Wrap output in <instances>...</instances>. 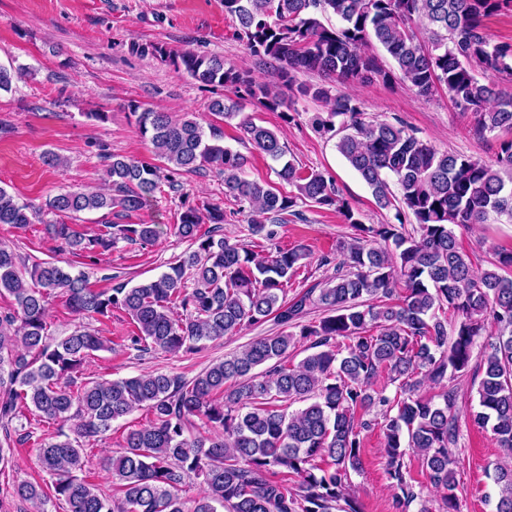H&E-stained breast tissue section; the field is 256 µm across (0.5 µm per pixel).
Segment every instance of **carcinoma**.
Listing matches in <instances>:
<instances>
[{
    "mask_svg": "<svg viewBox=\"0 0 512 512\" xmlns=\"http://www.w3.org/2000/svg\"><path fill=\"white\" fill-rule=\"evenodd\" d=\"M506 11L512 0H224V12L238 21L237 38L258 64L274 70L278 85L219 54L131 42L133 53L224 88L208 112L222 121L240 118L244 139L278 164V182L247 178L246 157L221 144L216 124L206 132L194 112L173 117L131 101L129 114L151 158L102 151L109 191L63 190L34 207L0 187L1 225L22 229L50 212L59 221L47 233L86 258L119 240L153 243L161 227L111 222L106 232L88 236L66 219L93 211L127 217L162 185L175 187L184 172L216 171L239 206L230 212L184 206L175 230L194 249L131 287L96 289L84 272L31 262L0 245V294L15 300L0 317V427L25 410L48 424L75 421L72 435L38 443L51 483L20 482L15 497L36 512H46L53 497L65 501L67 512H358L348 479L361 468L360 434L370 423H355L356 412L378 408L397 512H409L418 498L405 461L410 452L441 493L444 512H458L449 452L458 436L457 390L448 381L468 371L478 336L488 341L472 419L512 453V249L496 253L494 269L478 271L456 236V229L492 215L512 221V137L488 163L441 151L399 120L366 119L357 98L331 94L329 82L399 80L423 97L444 88L455 108L472 115L475 136L512 133V95L491 80L512 79V45L491 42L483 25ZM418 25L427 40L418 38ZM307 74L327 83L299 80ZM21 76L22 69L0 64V91H11ZM301 99L325 103L326 111L310 118L313 132L336 140L377 205L395 210L394 221L364 223L330 173L303 171L286 158L277 131L241 116L250 101L291 122ZM307 202L336 209L353 234L337 246L343 259L334 276L289 298L285 286L306 248L256 252L224 236V223L247 207L251 235L268 239L274 235L268 225L286 224L290 216L304 220L297 206ZM57 294L81 317L125 311L135 327L128 347L140 352L191 353L270 317L285 331L191 379L152 372L77 386L91 355L111 349L112 340L81 328L59 340L48 336V300ZM314 305L326 316L302 322ZM300 344L310 353L288 364ZM264 364L265 372H255ZM381 378L397 384L394 396L377 385ZM426 385L439 392L423 396ZM141 408L150 423L129 429L122 451L107 463L123 493L114 500L85 473L84 443ZM193 417L205 421L209 436L187 435ZM191 478L206 489L188 508L172 489ZM494 482L495 512H512V467H496Z\"/></svg>",
    "mask_w": 512,
    "mask_h": 512,
    "instance_id": "obj_1",
    "label": "carcinoma"
}]
</instances>
